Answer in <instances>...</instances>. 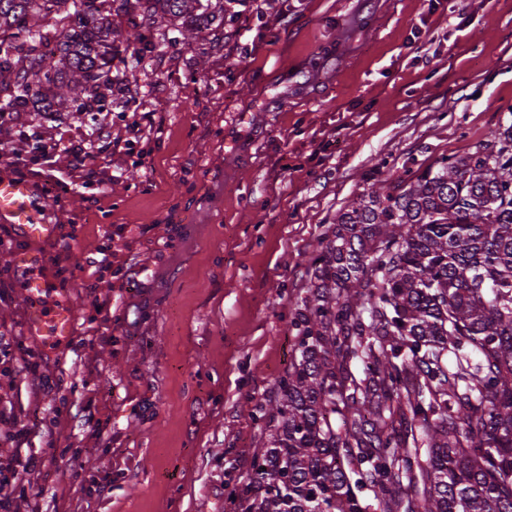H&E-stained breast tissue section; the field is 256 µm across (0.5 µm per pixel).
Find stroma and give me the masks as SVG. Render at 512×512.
<instances>
[{"instance_id": "1", "label": "stroma", "mask_w": 512, "mask_h": 512, "mask_svg": "<svg viewBox=\"0 0 512 512\" xmlns=\"http://www.w3.org/2000/svg\"><path fill=\"white\" fill-rule=\"evenodd\" d=\"M121 94L146 100L99 114L123 146L93 184L54 164L40 265L0 226V334L34 368L0 375V461L43 459L9 510L234 512L339 210L512 124V0H225L223 28L161 45ZM29 276L67 307L66 343L29 335Z\"/></svg>"}]
</instances>
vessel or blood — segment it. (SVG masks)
Masks as SVG:
<instances>
[{
  "mask_svg": "<svg viewBox=\"0 0 512 512\" xmlns=\"http://www.w3.org/2000/svg\"><path fill=\"white\" fill-rule=\"evenodd\" d=\"M41 212L42 205L29 182L11 177L0 179V225L12 228L20 240L28 243L57 238L58 226L46 223ZM46 289L45 283L35 281L25 287L24 293L30 301L29 332L67 341L73 334L70 317L66 311L39 300V293Z\"/></svg>",
  "mask_w": 512,
  "mask_h": 512,
  "instance_id": "b4317fda",
  "label": "vessel or blood"
}]
</instances>
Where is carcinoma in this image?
<instances>
[{"label":"carcinoma","instance_id":"carcinoma-1","mask_svg":"<svg viewBox=\"0 0 512 512\" xmlns=\"http://www.w3.org/2000/svg\"><path fill=\"white\" fill-rule=\"evenodd\" d=\"M48 2L0 0V141L112 104L115 0ZM122 6L184 43L224 14ZM291 326L241 512H512V124L340 210Z\"/></svg>","mask_w":512,"mask_h":512}]
</instances>
